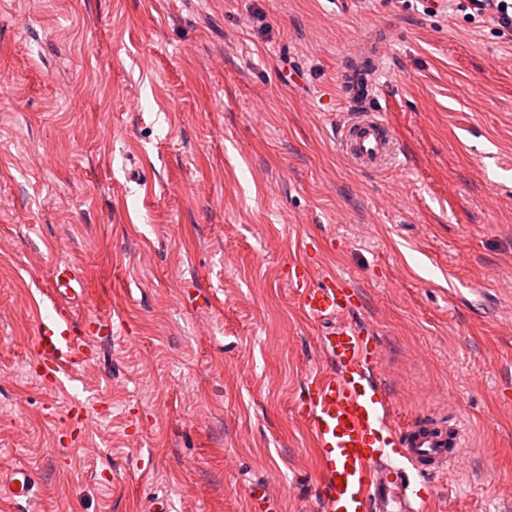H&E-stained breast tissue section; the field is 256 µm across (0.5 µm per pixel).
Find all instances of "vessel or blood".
Here are the masks:
<instances>
[{"label":"vessel or blood","instance_id":"b4317fda","mask_svg":"<svg viewBox=\"0 0 512 512\" xmlns=\"http://www.w3.org/2000/svg\"><path fill=\"white\" fill-rule=\"evenodd\" d=\"M381 53V47H366L368 65L353 62L346 68L345 97L357 111L337 130L342 153L368 172L387 169L396 151L388 125L363 110L377 94L370 62ZM81 283L72 263L63 260L54 266L46 293L53 313L40 321L31 345L51 386L77 363L105 349L115 325L109 317L74 319L70 302ZM289 284L308 322L319 327V348L330 365L306 380L297 407L319 448L320 512H427L428 479L446 477L464 462L467 450L458 423L428 416L399 424L373 376L380 345L374 333L353 318L355 291L332 274L314 279L298 262L292 265ZM0 488L15 502L35 498L33 477L24 468L12 470Z\"/></svg>","mask_w":512,"mask_h":512}]
</instances>
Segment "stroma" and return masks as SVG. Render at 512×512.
I'll list each match as a JSON object with an SVG mask.
<instances>
[{"mask_svg":"<svg viewBox=\"0 0 512 512\" xmlns=\"http://www.w3.org/2000/svg\"><path fill=\"white\" fill-rule=\"evenodd\" d=\"M424 5L0 0V476L39 486L0 512H253L255 486L313 512L299 258L356 289L394 416L461 421L435 512H512V31ZM381 28L399 150L367 173L341 73ZM64 259L76 315L124 328L49 388L28 345Z\"/></svg>","mask_w":512,"mask_h":512,"instance_id":"stroma-1","label":"stroma"}]
</instances>
